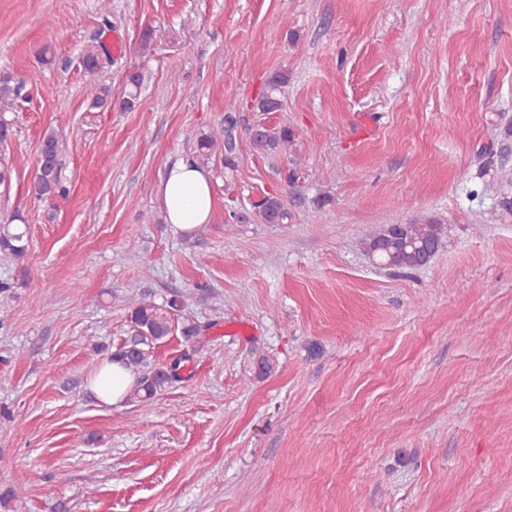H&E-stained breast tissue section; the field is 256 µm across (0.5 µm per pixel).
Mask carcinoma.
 Returning <instances> with one entry per match:
<instances>
[{
  "label": "carcinoma",
  "mask_w": 512,
  "mask_h": 512,
  "mask_svg": "<svg viewBox=\"0 0 512 512\" xmlns=\"http://www.w3.org/2000/svg\"><path fill=\"white\" fill-rule=\"evenodd\" d=\"M84 71L95 75L101 68V53L97 48L87 50L81 58ZM143 75L134 72L130 75L126 96L120 101L125 110L134 108L138 99ZM288 86V71L275 72L266 81L259 97L252 103L256 112H280L284 108L283 97ZM21 84L13 82L9 75L0 76V101L15 100L20 97ZM236 103H228L224 113V126L219 132L200 140L199 149L224 152V166H236L238 140V118ZM254 149L267 155L275 156L288 151L293 143L296 131L286 125L272 127L262 125L258 130L248 133ZM42 160L31 184L30 193L37 199L55 194H64L60 183L59 141L54 133L43 136L41 143ZM255 220L263 224H286L291 220L286 201L278 194H268L254 205ZM443 237L441 224H388L379 232L363 241L364 251L376 264L397 269L414 270L426 265L434 256L430 248L437 245ZM26 250L25 232L15 227L12 222L0 223V252L14 258L21 257ZM130 312L132 335L110 353V358L137 373L136 384L127 399L131 402L150 400L162 395L170 385L180 379L183 363L190 360L188 355L175 359L168 368L155 365L153 350L168 337L178 332L184 341L196 340L201 334V327L193 317L175 313L184 308V301L172 297L157 304L144 297L126 298Z\"/></svg>",
  "instance_id": "carcinoma-1"
}]
</instances>
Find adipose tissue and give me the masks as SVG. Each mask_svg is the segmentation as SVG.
Masks as SVG:
<instances>
[{
  "instance_id": "obj_1",
  "label": "adipose tissue",
  "mask_w": 512,
  "mask_h": 512,
  "mask_svg": "<svg viewBox=\"0 0 512 512\" xmlns=\"http://www.w3.org/2000/svg\"><path fill=\"white\" fill-rule=\"evenodd\" d=\"M165 220L182 231L209 223L213 212V185L210 172L194 160L183 158L171 165L157 186ZM136 380L121 363L103 361L88 380V389L102 406L121 405Z\"/></svg>"
}]
</instances>
